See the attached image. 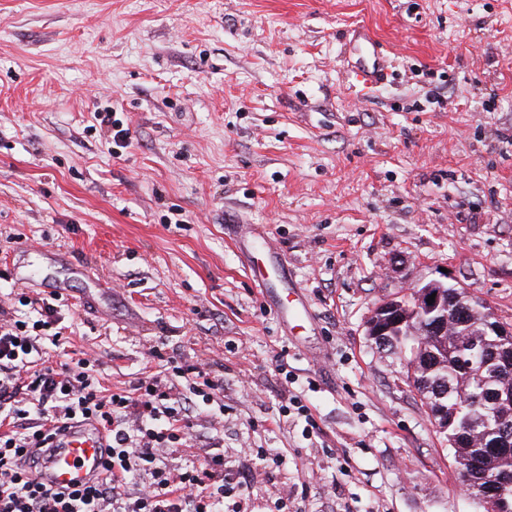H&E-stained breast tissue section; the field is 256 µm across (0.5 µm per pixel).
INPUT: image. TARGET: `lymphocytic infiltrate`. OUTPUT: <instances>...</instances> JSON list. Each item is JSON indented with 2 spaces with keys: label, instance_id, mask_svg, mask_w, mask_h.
Listing matches in <instances>:
<instances>
[{
  "label": "lymphocytic infiltrate",
  "instance_id": "f902f5d3",
  "mask_svg": "<svg viewBox=\"0 0 512 512\" xmlns=\"http://www.w3.org/2000/svg\"><path fill=\"white\" fill-rule=\"evenodd\" d=\"M31 320L0 322V512H224L243 496L248 473L224 467L215 451L188 454L194 398L213 400L224 379L194 365L110 393L98 387L101 361L85 352L59 365L43 352L41 329L57 321L50 301ZM94 421L112 439V462L93 485L64 493L41 481L40 452L68 422ZM182 456L169 468L165 460Z\"/></svg>",
  "mask_w": 512,
  "mask_h": 512
}]
</instances>
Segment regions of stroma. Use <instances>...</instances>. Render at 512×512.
<instances>
[{"mask_svg":"<svg viewBox=\"0 0 512 512\" xmlns=\"http://www.w3.org/2000/svg\"><path fill=\"white\" fill-rule=\"evenodd\" d=\"M360 24L393 71L363 96ZM233 221L267 229L308 329ZM442 278L512 324V0H0V320L57 294L50 362L101 354L114 391L169 358L221 370L224 421L197 404L192 452L250 468L241 512L302 482L288 512H483L366 338ZM294 395L308 415L281 413Z\"/></svg>","mask_w":512,"mask_h":512,"instance_id":"35a3bbf8","label":"stroma"}]
</instances>
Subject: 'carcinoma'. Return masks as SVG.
Instances as JSON below:
<instances>
[{
    "instance_id": "cac0c4a2",
    "label": "carcinoma",
    "mask_w": 512,
    "mask_h": 512,
    "mask_svg": "<svg viewBox=\"0 0 512 512\" xmlns=\"http://www.w3.org/2000/svg\"><path fill=\"white\" fill-rule=\"evenodd\" d=\"M396 303L415 321L428 322L438 314L412 293ZM443 303L461 314L448 335L418 341L393 328L369 342L399 359L404 382L417 391L430 417L453 421L444 437L454 462L470 475L466 487L472 497L487 505L486 512H512L511 495L496 501L488 495L494 485L512 479V446L494 447L501 438L497 415L512 410V375H504L498 361L502 351L512 350V338L489 328L472 344L478 324L493 315L492 308L452 287L444 289Z\"/></svg>"
}]
</instances>
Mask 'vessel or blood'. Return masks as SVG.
I'll use <instances>...</instances> for the list:
<instances>
[{
  "label": "vessel or blood",
  "mask_w": 512,
  "mask_h": 512,
  "mask_svg": "<svg viewBox=\"0 0 512 512\" xmlns=\"http://www.w3.org/2000/svg\"><path fill=\"white\" fill-rule=\"evenodd\" d=\"M352 43L359 51L353 71L356 82L368 86L384 80L386 58L374 34L366 27L354 29ZM263 294H271L273 286L287 281V263L274 251L266 249L263 267L254 274ZM108 443L93 426L72 429L62 447L54 449L48 463L47 478L58 489H75L95 477L107 464Z\"/></svg>",
  "instance_id": "1"
}]
</instances>
